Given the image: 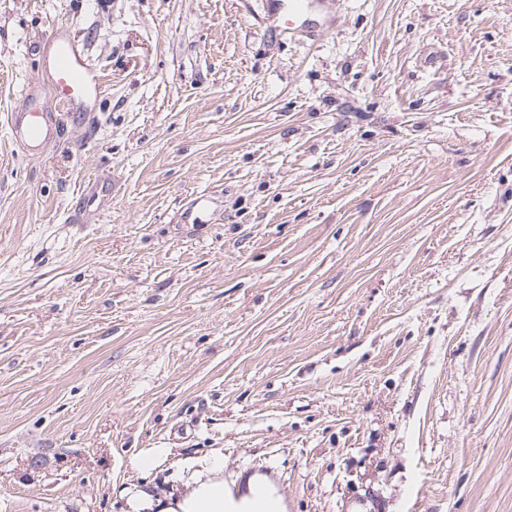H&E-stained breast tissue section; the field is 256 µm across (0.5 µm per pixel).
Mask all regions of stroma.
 I'll return each instance as SVG.
<instances>
[{
	"label": "stroma",
	"mask_w": 512,
	"mask_h": 512,
	"mask_svg": "<svg viewBox=\"0 0 512 512\" xmlns=\"http://www.w3.org/2000/svg\"><path fill=\"white\" fill-rule=\"evenodd\" d=\"M316 19L0 0V512H123L216 453L283 512H512V0ZM60 24L102 83L30 157L6 116Z\"/></svg>",
	"instance_id": "stroma-1"
}]
</instances>
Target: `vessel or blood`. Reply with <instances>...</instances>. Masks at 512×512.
I'll list each match as a JSON object with an SVG mask.
<instances>
[{"mask_svg": "<svg viewBox=\"0 0 512 512\" xmlns=\"http://www.w3.org/2000/svg\"><path fill=\"white\" fill-rule=\"evenodd\" d=\"M314 3L315 0H287L285 25H307ZM45 64L50 73L48 83L25 85L7 117L13 142L33 155L53 144L60 110L74 108L98 87L82 53L63 28L55 29Z\"/></svg>", "mask_w": 512, "mask_h": 512, "instance_id": "b4317fda", "label": "vessel or blood"}]
</instances>
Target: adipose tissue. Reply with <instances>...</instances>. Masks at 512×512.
<instances>
[{"instance_id": "ef3b65f1", "label": "adipose tissue", "mask_w": 512, "mask_h": 512, "mask_svg": "<svg viewBox=\"0 0 512 512\" xmlns=\"http://www.w3.org/2000/svg\"><path fill=\"white\" fill-rule=\"evenodd\" d=\"M223 471L222 457H214L207 475L164 498L140 487L125 489L126 512H282L279 496L259 480L249 482L246 494L232 497L224 488Z\"/></svg>"}]
</instances>
